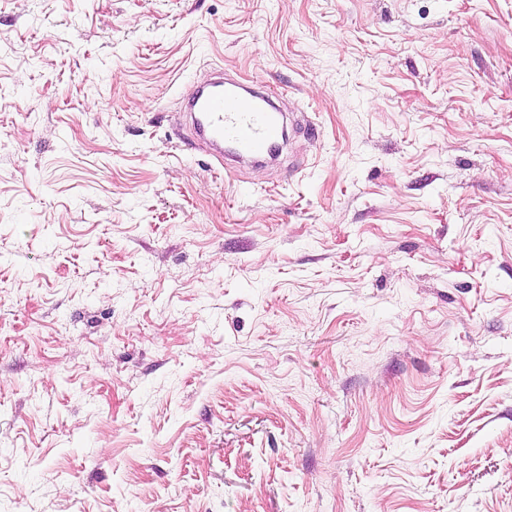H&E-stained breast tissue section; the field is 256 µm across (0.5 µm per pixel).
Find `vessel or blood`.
Returning a JSON list of instances; mask_svg holds the SVG:
<instances>
[{"label":"vessel or blood","instance_id":"obj_1","mask_svg":"<svg viewBox=\"0 0 512 512\" xmlns=\"http://www.w3.org/2000/svg\"><path fill=\"white\" fill-rule=\"evenodd\" d=\"M244 84L216 76L200 83L180 106L199 148L215 161L225 154L246 160L275 158L286 136V115L269 95L243 98Z\"/></svg>","mask_w":512,"mask_h":512}]
</instances>
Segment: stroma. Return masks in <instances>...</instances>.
Here are the masks:
<instances>
[{
	"label": "stroma",
	"mask_w": 512,
	"mask_h": 512,
	"mask_svg": "<svg viewBox=\"0 0 512 512\" xmlns=\"http://www.w3.org/2000/svg\"><path fill=\"white\" fill-rule=\"evenodd\" d=\"M0 512H512V0H0ZM177 115L185 117L199 149L222 165L224 147L242 160L273 159L286 136V115L269 95L223 75L200 83Z\"/></svg>",
	"instance_id": "obj_1"
}]
</instances>
